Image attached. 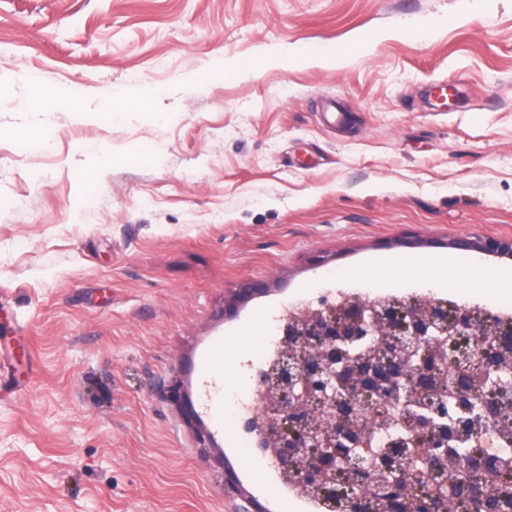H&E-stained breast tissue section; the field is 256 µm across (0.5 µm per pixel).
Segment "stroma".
I'll return each instance as SVG.
<instances>
[{
	"instance_id": "obj_1",
	"label": "stroma",
	"mask_w": 512,
	"mask_h": 512,
	"mask_svg": "<svg viewBox=\"0 0 512 512\" xmlns=\"http://www.w3.org/2000/svg\"><path fill=\"white\" fill-rule=\"evenodd\" d=\"M325 44L345 60L259 57ZM24 72L83 97L28 111ZM448 78L466 105L430 111L424 86ZM131 80L164 89L167 123L100 120ZM330 98L345 124L321 121ZM39 128L51 152L21 146ZM485 236L512 241V0H0V512H236L227 455L261 503L312 512L211 401L221 362L245 386L271 306ZM254 281L267 294L225 317ZM175 377L212 447L164 398Z\"/></svg>"
}]
</instances>
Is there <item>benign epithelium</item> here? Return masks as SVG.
I'll return each instance as SVG.
<instances>
[{"label":"benign epithelium","mask_w":512,"mask_h":512,"mask_svg":"<svg viewBox=\"0 0 512 512\" xmlns=\"http://www.w3.org/2000/svg\"><path fill=\"white\" fill-rule=\"evenodd\" d=\"M450 246L464 252L512 256V243L494 237L456 238L450 242ZM264 290L265 285L261 282L246 283L236 291L233 301L245 302ZM370 310L368 305L354 304L352 312L342 320L321 314L315 317L308 328V335L322 345L321 354L298 366L286 362L278 365V377L286 388L281 396V411L286 417L296 422L304 419L305 401L310 398L336 399V389L352 378V368L355 367V364L348 362L347 355L361 351L371 342L375 332L374 323L382 319V315L372 314ZM453 326L459 333L471 328V310L468 305L461 304L456 308ZM447 331L446 307L430 311L425 320L410 315L409 323L402 329L401 338L390 337L383 346L387 352L395 348L401 350L404 357H388L363 370L359 374L361 386L394 401L401 397L406 404H412L411 395L403 383L406 371L409 365H414L418 373L416 389L429 390L435 364L427 357L424 339ZM487 388L502 397L512 394V370L500 371L499 375L489 380ZM164 394L169 402L179 407L187 423L198 420V414L182 382L175 380L168 384ZM497 409L498 405L494 402L477 404L466 397L461 398L453 409L442 402L417 405L413 424L430 436L426 453L414 463L418 473L439 467L453 453L465 429L491 418ZM358 414L360 409L351 402L339 405L336 415L328 422L330 434L326 437L314 433L301 437L290 436L282 432L273 421L260 424L249 420L247 428L259 437V451L263 458L283 472L292 466L296 449L324 447L313 464L297 473L302 485L316 486L322 484L328 470L350 459L355 449L362 446L361 434L352 424V416ZM404 447V438L395 439L374 464L379 491L390 512H406L408 509V488L400 482V475L394 465L397 451ZM224 492L239 496L241 504L237 512H263L253 495L241 492L239 481L230 471L226 472L224 478ZM447 508L448 500L424 496L414 503L413 512H447Z\"/></svg>","instance_id":"benign-epithelium-1"}]
</instances>
